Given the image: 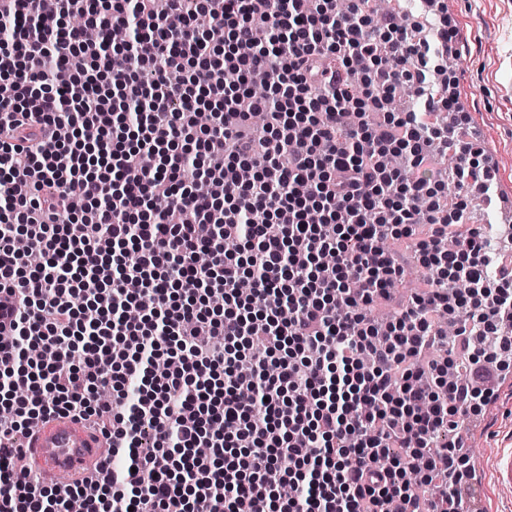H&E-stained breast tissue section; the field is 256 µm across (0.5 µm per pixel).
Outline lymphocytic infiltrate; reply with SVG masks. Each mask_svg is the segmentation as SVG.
Returning <instances> with one entry per match:
<instances>
[{"label":"lymphocytic infiltrate","instance_id":"obj_1","mask_svg":"<svg viewBox=\"0 0 512 512\" xmlns=\"http://www.w3.org/2000/svg\"><path fill=\"white\" fill-rule=\"evenodd\" d=\"M368 2L0 0V512H460L471 468L442 437L496 394L512 264L460 224L494 178L481 147L461 143L449 210L430 169L437 116L461 117L430 88L454 36L440 0H420L439 21L417 42ZM403 86L417 110L391 109ZM410 237L427 286L401 294L386 243ZM450 324L472 350L459 380L454 357L422 361ZM55 415L123 465L25 474L20 436Z\"/></svg>","mask_w":512,"mask_h":512}]
</instances>
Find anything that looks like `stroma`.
Wrapping results in <instances>:
<instances>
[{"label": "stroma", "mask_w": 512, "mask_h": 512, "mask_svg": "<svg viewBox=\"0 0 512 512\" xmlns=\"http://www.w3.org/2000/svg\"><path fill=\"white\" fill-rule=\"evenodd\" d=\"M456 31L453 92L466 121L461 139H479L495 169L499 199L512 200V0H445ZM448 441L472 451L478 478L476 512H512V493L501 492L489 468L502 448H512V369L497 398L480 414L465 418Z\"/></svg>", "instance_id": "35a3bbf8"}]
</instances>
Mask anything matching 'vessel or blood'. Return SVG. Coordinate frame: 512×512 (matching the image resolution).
I'll list each match as a JSON object with an SVG mask.
<instances>
[{
  "label": "vessel or blood",
  "mask_w": 512,
  "mask_h": 512,
  "mask_svg": "<svg viewBox=\"0 0 512 512\" xmlns=\"http://www.w3.org/2000/svg\"><path fill=\"white\" fill-rule=\"evenodd\" d=\"M107 448L106 440L85 422L55 416L31 429L25 457L33 471L53 479H72L101 466ZM491 466L497 485L512 491V448L498 452Z\"/></svg>",
  "instance_id": "vessel-or-blood-1"
}]
</instances>
